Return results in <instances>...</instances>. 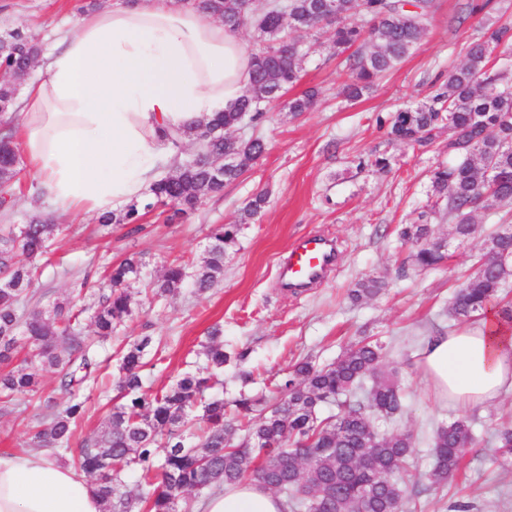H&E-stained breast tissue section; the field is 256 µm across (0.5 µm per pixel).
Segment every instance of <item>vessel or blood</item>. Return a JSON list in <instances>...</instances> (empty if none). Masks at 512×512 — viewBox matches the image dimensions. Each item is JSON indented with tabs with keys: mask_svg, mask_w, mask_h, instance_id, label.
I'll list each match as a JSON object with an SVG mask.
<instances>
[{
	"mask_svg": "<svg viewBox=\"0 0 512 512\" xmlns=\"http://www.w3.org/2000/svg\"><path fill=\"white\" fill-rule=\"evenodd\" d=\"M337 262L334 240L311 235L298 241L281 268V278L291 288H304L328 275Z\"/></svg>",
	"mask_w": 512,
	"mask_h": 512,
	"instance_id": "b4317fda",
	"label": "vessel or blood"
}]
</instances>
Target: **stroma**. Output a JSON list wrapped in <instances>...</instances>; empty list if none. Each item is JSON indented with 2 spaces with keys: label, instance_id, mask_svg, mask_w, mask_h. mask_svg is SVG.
<instances>
[{
  "label": "stroma",
  "instance_id": "35a3bbf8",
  "mask_svg": "<svg viewBox=\"0 0 512 512\" xmlns=\"http://www.w3.org/2000/svg\"><path fill=\"white\" fill-rule=\"evenodd\" d=\"M85 0H0V30L26 24L51 52L61 32L71 27ZM479 12H470V4ZM512 22V0H439L436 14L411 54L380 76L372 90L358 99L345 98L342 87L349 71L331 54V33L323 29L306 40L299 81L286 100L268 108L263 121L231 130L234 138L258 134L268 149L253 167L223 194L175 224L152 212L145 229L127 235L116 225L101 228L97 217L64 214L45 201H34L28 186L17 189L0 208V224L25 223L33 210L55 218L58 229L50 253L41 262L34 297L25 310L43 309L73 298L77 279L102 280L110 266L125 258L142 263L133 286V314L112 338L95 344L102 362L103 385L86 390L87 407L72 448L101 440L106 419L119 391L113 380L125 347L143 337L152 342L142 376L145 386L169 387L195 361L212 327L224 330V349L247 350L244 365L227 363L224 383L215 396L234 400L239 392L271 395L292 367L307 359L319 366L334 362L351 344L371 337L387 344L382 365L407 392L406 407L395 420L378 423L380 432L407 430L415 437L414 464L404 477L405 488L420 483L432 463L429 441L439 424L457 419L455 409L437 403L416 368L415 355L427 336L448 331L453 321L448 303L454 289L470 273L474 258L496 229L495 216L485 218L481 235L452 244L445 263L429 271L400 273L408 248L397 237L402 224L414 223L427 210L428 175L447 162L441 146L448 141L440 126L439 146L406 145L390 139L389 119L398 109L428 101L464 61L465 46L479 38L489 23ZM319 101L299 115L288 101L309 89ZM388 160L375 167L376 158ZM267 192L262 211L242 225L235 244L224 256V275L204 294L184 287L174 296L150 290L167 261H199L212 225L236 222L258 192ZM320 234L338 244L335 268L323 281L291 292L280 284L281 263L303 237ZM384 277L377 296L354 303L348 293L363 278ZM252 373L250 383L239 374ZM70 396L58 373L42 372L39 393L19 409L0 411V451L34 450L32 428L46 405L63 410ZM476 444L442 493L441 500L421 497L425 512H449L456 501L472 504V512H512V470L493 462L496 429L512 425V391L487 407L467 413Z\"/></svg>",
  "mask_w": 512,
  "mask_h": 512
}]
</instances>
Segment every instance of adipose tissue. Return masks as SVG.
<instances>
[{
    "label": "adipose tissue",
    "instance_id": "ef3b65f1",
    "mask_svg": "<svg viewBox=\"0 0 512 512\" xmlns=\"http://www.w3.org/2000/svg\"><path fill=\"white\" fill-rule=\"evenodd\" d=\"M251 55L223 23L168 0H112L82 13L19 102L20 138L36 191L63 211L101 215L142 199L183 132L224 111L250 79ZM417 367L457 410L512 390V326L487 312L429 337ZM202 512H279L247 484L205 499ZM0 512H102L90 483L34 453H0Z\"/></svg>",
    "mask_w": 512,
    "mask_h": 512
}]
</instances>
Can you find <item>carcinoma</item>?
I'll list each match as a JSON object with an SVG mask.
<instances>
[{"label":"carcinoma","mask_w":512,"mask_h":512,"mask_svg":"<svg viewBox=\"0 0 512 512\" xmlns=\"http://www.w3.org/2000/svg\"><path fill=\"white\" fill-rule=\"evenodd\" d=\"M204 18L217 17L229 31L249 25L260 43L252 53L251 78L242 96L228 109L195 128L171 137H186L197 145L192 158L178 161L174 174L158 179L148 195L117 213L100 216L101 226L144 230L142 216L156 206L169 207L167 220L194 213L204 199L242 176L267 151L260 137L232 140L224 132L240 125L242 115L259 122L261 104L277 101L299 80L302 44L311 32L329 27L335 55L354 49L346 58L352 80L343 88L360 97L382 74L394 69L421 40L438 0H271L255 12L247 0H177ZM353 16L365 25L348 22ZM509 27H490L466 47V60L448 74L447 83L431 100L408 106L390 119V135L406 143L430 145L435 130L448 121V155L452 161L430 172L433 198L421 223L399 229L411 246L405 265L433 269L446 258L445 239L433 235L430 221L446 219L459 240L475 237L479 214L512 208V75L493 69ZM42 53L41 44L22 26L0 35V193L12 190L21 172L13 114L29 77V63ZM314 89L288 101L294 113L310 110ZM267 202L258 192L236 224H215L209 245L198 263L164 265L157 294L174 295L186 285L208 291L224 272V251L237 239L238 225L257 215ZM57 225L32 216L25 224H0V404L20 405V396L38 391L39 368L31 361L12 366L18 353L59 370L61 387L76 391L98 382V363L81 335L82 315L93 309L98 337L112 335L132 315L131 283L140 278L141 263L128 258L112 267L107 282L93 294V305L57 302L24 317L20 307L35 288L38 259L47 253ZM493 250L476 257L480 270L468 275L448 304V316L460 323L476 319L489 303L500 319L512 325V301L501 295L512 277L499 257L512 255V233L502 228L489 235ZM385 287L379 277L364 279L350 293L352 302L378 295ZM223 331L214 327L201 355L205 367L187 371L166 390L143 385L147 337L131 344L120 358L118 387L124 403L111 408L102 440L78 450L74 466L92 479L105 512H179L186 495L222 492L250 478L263 479L282 495V512H401L408 496L399 476L413 463L415 439L410 432L381 434L376 420H392L405 407L406 394L396 379L380 373L388 350L373 340H361L326 366L297 362L278 386L281 397L254 417L261 400L240 394L229 416L224 399L210 390L221 383L224 365L242 364L245 350L224 351ZM373 379L364 393V381ZM335 405L337 414L321 407ZM85 415L84 402L74 400L61 412L43 416L34 443L57 454L70 451L74 429ZM495 463L512 468V426L498 430ZM471 423L456 419L441 424L430 439L432 467L427 484L413 498L444 490L474 447ZM129 471L140 472V490L123 488Z\"/></svg>","instance_id":"1"}]
</instances>
